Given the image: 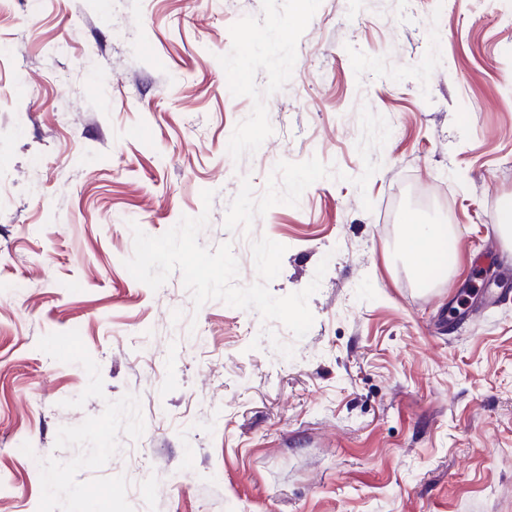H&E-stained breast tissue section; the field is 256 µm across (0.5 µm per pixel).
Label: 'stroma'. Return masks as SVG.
Listing matches in <instances>:
<instances>
[{"label":"stroma","mask_w":512,"mask_h":512,"mask_svg":"<svg viewBox=\"0 0 512 512\" xmlns=\"http://www.w3.org/2000/svg\"><path fill=\"white\" fill-rule=\"evenodd\" d=\"M510 196L512 0H0V512H512ZM205 208L303 339L126 269ZM406 226L410 230L409 240L411 244L427 242L433 251L431 259L422 264L421 261L418 260L415 251H411L410 247L406 250V257L409 262L412 263L415 275L419 279H424L429 267L438 262L440 257L439 249L448 242L450 237L448 236L447 230L440 227L445 225L429 227L425 224H409ZM511 279L512 267L510 265L501 267L493 279H485L482 277L481 283L476 284L475 288H478L477 292L480 293V296L484 301V305L495 303L499 299L503 289L499 288L498 284L501 282H510Z\"/></svg>","instance_id":"35a3bbf8"}]
</instances>
